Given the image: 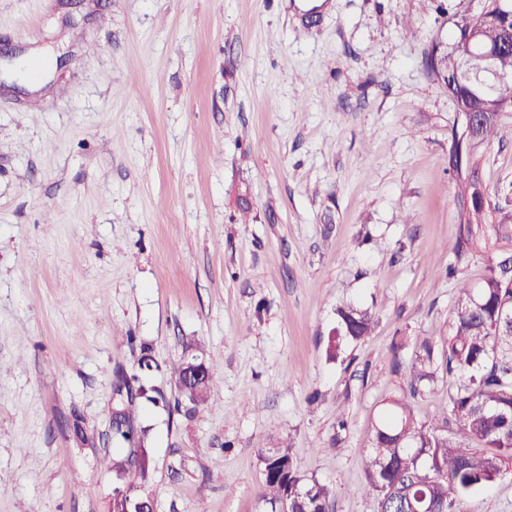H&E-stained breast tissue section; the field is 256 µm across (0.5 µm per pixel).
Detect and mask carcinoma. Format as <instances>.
<instances>
[{"label": "carcinoma", "instance_id": "carcinoma-1", "mask_svg": "<svg viewBox=\"0 0 512 512\" xmlns=\"http://www.w3.org/2000/svg\"><path fill=\"white\" fill-rule=\"evenodd\" d=\"M455 35L448 48L433 43L425 52L423 67L428 78L441 83L454 100L457 112H479L483 123L472 137L454 131L449 164L456 172L463 201L457 254L472 249L489 230L512 241V222L485 223L486 197L478 177L477 148L498 135L502 112L512 108V92L488 95L462 77L459 57L469 49L473 33L480 44L495 48L512 29V17L490 0L487 13H464L455 22ZM512 307V255L492 262L481 284L457 288L451 332L435 341L425 339L409 370L411 392L434 382L439 366L460 371L467 380L448 393L449 417L444 425L418 420L405 400L393 402L377 428L374 446L366 463L365 489L375 495L378 512H409L422 503L426 512H465L468 496L504 475L512 474V338L502 316ZM338 335L353 341L368 337L373 316L351 305L337 310ZM441 349V355L435 350ZM139 384L138 396L154 403L163 399L155 388L146 389L135 374L121 376L115 389L111 423L113 436L129 444L103 462L118 481L112 497V512H125L135 502L139 484L147 481L149 456L146 431L137 428L135 398L126 394L131 383ZM216 386L213 375L197 384H186L181 392L189 403L208 402ZM262 464L261 498L270 512H327L331 491L316 480L301 475L289 448L256 449Z\"/></svg>", "mask_w": 512, "mask_h": 512}]
</instances>
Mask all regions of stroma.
<instances>
[{
    "mask_svg": "<svg viewBox=\"0 0 512 512\" xmlns=\"http://www.w3.org/2000/svg\"><path fill=\"white\" fill-rule=\"evenodd\" d=\"M484 4L0 0V512H110L122 372L166 397L138 404L154 512H266L261 444L332 512H377L381 417L443 420L465 374L414 392L409 367L512 250H453L460 117L423 68ZM29 49L36 101L5 80ZM479 178L488 223L511 217V110ZM347 304L375 328L332 358ZM192 358L202 406L168 371ZM216 386V381L211 373L206 380L197 384H187L180 386L181 392L189 403L198 406L208 402L212 389Z\"/></svg>",
    "mask_w": 512,
    "mask_h": 512,
    "instance_id": "stroma-1",
    "label": "stroma"
}]
</instances>
